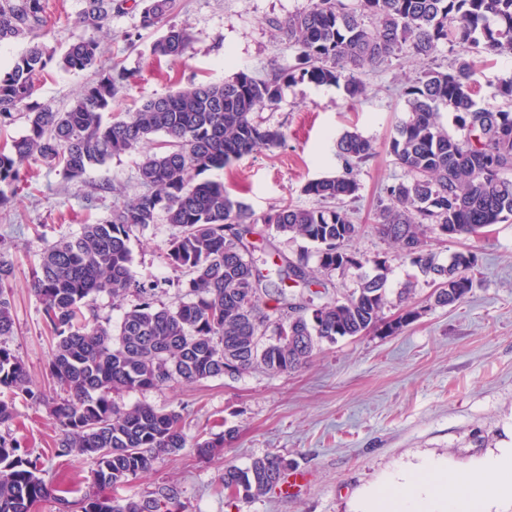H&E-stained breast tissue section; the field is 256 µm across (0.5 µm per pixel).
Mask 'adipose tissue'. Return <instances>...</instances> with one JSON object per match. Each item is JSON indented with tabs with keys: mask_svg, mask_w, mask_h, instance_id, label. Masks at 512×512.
I'll return each instance as SVG.
<instances>
[{
	"mask_svg": "<svg viewBox=\"0 0 512 512\" xmlns=\"http://www.w3.org/2000/svg\"><path fill=\"white\" fill-rule=\"evenodd\" d=\"M512 503V448L476 461L468 471L430 459L414 472L367 489L357 512H491Z\"/></svg>",
	"mask_w": 512,
	"mask_h": 512,
	"instance_id": "obj_1",
	"label": "adipose tissue"
}]
</instances>
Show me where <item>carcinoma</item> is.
Instances as JSON below:
<instances>
[{
    "mask_svg": "<svg viewBox=\"0 0 512 512\" xmlns=\"http://www.w3.org/2000/svg\"><path fill=\"white\" fill-rule=\"evenodd\" d=\"M76 23L104 27L124 0H83ZM176 0H142L141 25L164 22ZM47 24L46 0H0V42L24 40L26 48L0 73V127L18 115L27 134L0 148V185L25 180L34 164L59 171L68 180L115 156L146 146L162 134L166 141L149 151L138 167L140 192L122 201L112 215L85 224L79 235L43 247L30 274V288L43 306L46 326L56 340L48 364L54 387L64 393L51 407L60 435L59 457L89 458L92 491L78 500L73 490L46 476L37 460L11 436L0 435V512H30L51 499L59 512H185L182 490L162 485L146 496L118 497L114 491L151 470L162 455L186 448L181 413L148 404L130 408L117 402L121 391L193 383L255 366L272 374L307 365L322 342L362 336L385 323L400 330L417 318L407 305L391 321L386 267L363 272L369 260L349 247L360 233L344 200L359 189L360 165L375 157L373 142L357 133L336 140L342 172L307 182L305 195L315 207L287 205L255 216L231 197L220 181H197L261 149L283 144L286 133L264 127L254 113L275 105L284 83L297 79L318 85L344 84L350 98L365 91L357 70L405 56L424 69L402 89L408 117L396 125L390 154L404 179L384 188L373 213L378 233L401 248V258L436 285L438 306L462 301L474 287L477 255L454 253L448 263L426 248L461 237L480 238L487 228L512 216V74L498 79L492 98L480 106L472 53L512 51V0H311L308 10L288 17L280 30L295 48L296 64L267 78L244 71L222 83H199L146 100L124 117L112 102L126 76L113 67L59 111L33 101L50 65L63 71L98 69L100 44L77 38L61 53L40 38ZM190 43L183 28L168 27L152 47L154 55L182 58ZM443 44L460 48L444 68L436 64ZM454 112L455 131L439 121L440 107ZM178 232L167 243L166 258L181 270L174 286L184 297L175 307L158 304L156 280L138 281L131 272V236L155 223L158 212ZM262 224L314 245L317 272L330 276L358 271L359 287L342 300L285 304L269 313L260 305L265 275L254 258L249 236ZM307 256L289 261L277 274L309 288ZM13 263L0 258V337L15 333L12 314ZM137 302L127 310L118 334L96 311L94 294L115 297L129 291ZM0 424L16 416L15 399L44 401L22 358L0 341ZM233 437L198 439L193 450L212 456ZM288 458L268 454L245 468L224 466L225 494L241 501L259 498L288 472Z\"/></svg>",
    "mask_w": 512,
    "mask_h": 512,
    "instance_id": "carcinoma-1",
    "label": "carcinoma"
}]
</instances>
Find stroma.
Returning <instances> with one entry per match:
<instances>
[{"label": "stroma", "mask_w": 512, "mask_h": 512, "mask_svg": "<svg viewBox=\"0 0 512 512\" xmlns=\"http://www.w3.org/2000/svg\"><path fill=\"white\" fill-rule=\"evenodd\" d=\"M309 6L310 0H177L167 22L186 28L191 42L183 59L171 61L153 56L152 44L163 29L141 28V9L133 0L100 30L76 26L82 0H49L44 40L59 51L80 36L98 40L99 70L115 66L127 75L125 90L112 103L113 113L122 114L193 83H220L240 71L264 77L293 66L295 52L278 25ZM418 70L408 58L364 67L358 75L366 92L353 100L336 85L283 84L278 103L256 112L255 119L284 130V144L204 174L224 182L233 198L258 215L286 203L310 207L314 201L303 186L341 170L337 139L348 131L372 139L377 154L362 165L350 204L361 226L353 248L367 258L366 272H373V259L387 262L385 318L398 314L399 295L408 287L415 290L411 303L418 318L395 333L381 327L321 344L309 365L296 372L271 374L255 367L233 378L122 393L119 400L128 406L146 402L180 412L188 440L215 438L229 429L234 437L211 459L189 447L160 456L147 474L119 488V495L137 498L173 483L183 490L186 512H355L361 491L387 474L428 458L465 470L512 445V217L493 225L486 239L434 243L445 261L466 248L478 255L471 293L444 307L434 304L427 277L403 262L371 221L383 187L404 177L389 141L407 116L399 90ZM97 72L51 69L34 99L65 109ZM142 159L139 150L114 157L77 181L39 168L15 187L12 203L0 208V256L15 266L17 332L7 343L33 381L46 386L48 397L37 406L17 402V418L0 425V434L19 439L56 481L81 493L91 484L92 463L54 453L59 428L48 403L57 393L46 385L52 340L27 280L44 243L109 217L122 196L138 192ZM174 233L161 217L135 232L130 243L134 277L164 281L158 300L169 307L181 301L173 286L181 273L165 259ZM274 453L287 456L298 477L289 494L274 489L246 503L220 492L225 466L244 468Z\"/></svg>", "instance_id": "obj_1"}]
</instances>
